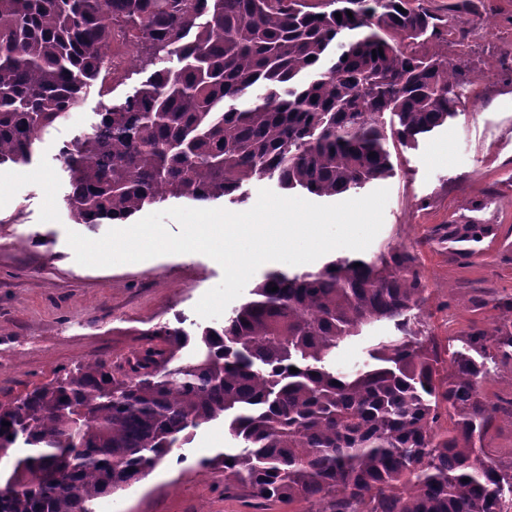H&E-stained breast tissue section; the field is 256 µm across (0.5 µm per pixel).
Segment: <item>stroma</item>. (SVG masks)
Returning <instances> with one entry per match:
<instances>
[{"instance_id":"1","label":"stroma","mask_w":512,"mask_h":512,"mask_svg":"<svg viewBox=\"0 0 512 512\" xmlns=\"http://www.w3.org/2000/svg\"><path fill=\"white\" fill-rule=\"evenodd\" d=\"M449 2L411 0L438 17L441 49L470 71L458 114L415 147H395L391 177L351 195L388 189L384 223L367 252L414 246L430 292L424 328L456 350L472 330L491 325L496 312L486 299L512 303V0H471L457 11ZM151 72L140 66L120 85L90 90L80 107L40 133L29 163L0 166V399L63 366L124 362L156 326L192 333L207 324L194 307L223 277L210 257L168 254L85 267L67 243L68 232L97 239L108 227L72 219L61 149ZM452 224H473L482 233L455 251L448 247ZM393 333L387 325L365 330L341 344L328 369L361 367L376 338ZM224 442L223 423L198 428L139 483L100 499L96 512H246L225 495L223 471L201 466Z\"/></svg>"}]
</instances>
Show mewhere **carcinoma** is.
Masks as SVG:
<instances>
[{
	"mask_svg": "<svg viewBox=\"0 0 512 512\" xmlns=\"http://www.w3.org/2000/svg\"><path fill=\"white\" fill-rule=\"evenodd\" d=\"M116 25L148 64L177 65L62 150L79 224L170 199L242 202L264 178L341 196L391 175L389 145L453 119L464 85L462 66L430 45L434 16L410 0H0V165L29 162L40 132L102 84ZM415 261L399 246L270 271L221 325H159L121 368L63 367L0 400V454L24 446L0 479V512H94L218 419L235 446L202 467L223 468L224 493L250 512L297 500L321 512H505L512 473L482 451L496 406L480 387L490 351L512 359V306L465 350L443 349L414 314L430 298ZM383 323L398 335L373 345L364 369L326 368Z\"/></svg>",
	"mask_w": 512,
	"mask_h": 512,
	"instance_id": "obj_1",
	"label": "carcinoma"
}]
</instances>
